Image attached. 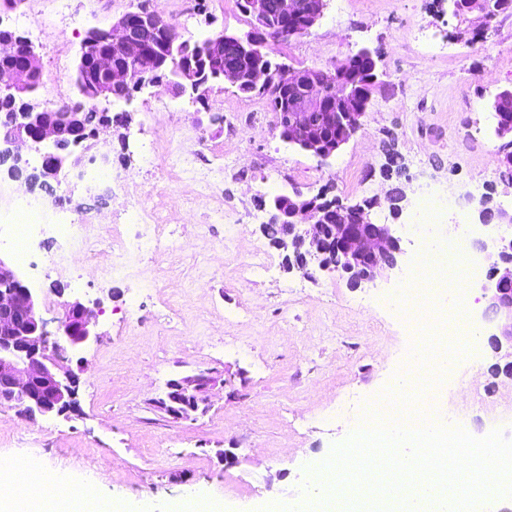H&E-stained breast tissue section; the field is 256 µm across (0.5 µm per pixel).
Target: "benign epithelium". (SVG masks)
<instances>
[{"label":"benign epithelium","instance_id":"benign-epithelium-1","mask_svg":"<svg viewBox=\"0 0 512 512\" xmlns=\"http://www.w3.org/2000/svg\"><path fill=\"white\" fill-rule=\"evenodd\" d=\"M454 16L477 13V33L487 32L498 0H448ZM326 0H278L270 9L267 0H239V10L250 18L245 37L224 31L207 36L203 45L212 65L211 77L202 73L189 53V41L180 39L156 9L126 13L108 28L90 30L81 43L79 61L90 67L84 92L94 99L128 103L133 93L159 85L157 64L173 65V97L208 98L212 85L229 82L239 92L268 93L276 105V129L283 142L326 161L364 125L373 94L388 86L387 75L378 69L375 53L361 48L352 58L364 64L362 76L339 64L333 71L292 68L272 64L259 48L268 36L283 32L293 37L314 27L324 16ZM254 55L252 70L244 75L224 66V53ZM37 53L21 47L14 30L0 21V93L26 91L30 77L40 72ZM497 117L495 136L503 141V162L512 167V92L501 91L491 102ZM326 126L336 128L327 136ZM81 112H45L37 104H23L19 111L0 117V165L8 176L24 181L30 192L49 179L65 178L80 158L67 152L68 137L82 133ZM43 146L41 166H30L26 150ZM324 194L306 197L294 190L271 198L265 207L269 223L278 225L277 249L286 253L288 270H307L312 263L322 271H341L347 283L359 288L384 273L401 267L406 255L400 238L388 224H375L371 210L376 201L366 200L331 210L322 203ZM390 212L398 217L406 209L404 189L387 192ZM475 224L511 226L512 211L491 204L484 195L472 209ZM473 248L492 260L487 281L481 285L486 306L482 318L491 334L489 344L496 358L491 371L512 378V240L479 238ZM42 300L28 287L9 260L0 256V402L8 403L27 417L52 418L74 411L76 374L60 364L59 353L70 347L80 350L98 340L93 310L78 300L65 301L55 331L47 329L41 314ZM213 379L200 373L172 379L158 407L176 419L188 418L206 403L202 397Z\"/></svg>","mask_w":512,"mask_h":512}]
</instances>
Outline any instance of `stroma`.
Masks as SVG:
<instances>
[{
	"mask_svg": "<svg viewBox=\"0 0 512 512\" xmlns=\"http://www.w3.org/2000/svg\"><path fill=\"white\" fill-rule=\"evenodd\" d=\"M147 1L186 39L250 28L236 0H25L22 12L43 30L33 43L42 66L38 103L79 102L75 64L87 32L110 27ZM475 27L472 16H453L438 0H327L311 30L269 42L275 61L325 70L367 47L388 75L363 128L324 162L280 139L268 95L246 98L224 82L214 83L204 106L162 87L135 93L128 109L111 105V113L127 111L128 120L83 151V168L109 154L110 171L135 177L150 205L183 228L185 249L156 255L170 271L161 288L150 287L147 273L106 280L87 271L72 280L70 270L79 267L73 255L61 276L47 275L40 263L22 267L26 284L43 298L45 319L61 314L53 288L63 286L66 299L96 312L100 338L60 358L78 370V407L69 418L31 420L0 405V462L35 461L65 485H93L122 512H174L196 494L209 498L212 512H267L272 491L288 512L311 489L308 466L343 443L356 420L381 409L385 389L418 394L419 409L434 412L430 392L399 371L420 345L400 310L412 266L356 289L339 272L288 271L261 230L269 220L262 202L297 189L351 203L385 198L390 185L402 184L412 201L428 185L457 202L488 193L511 210L512 181L502 176L489 104L512 87V10L484 37ZM154 132L188 147L204 138L223 147L225 162L244 174L225 180L220 204L179 178H153L143 154ZM390 139L405 172L389 179L382 145ZM38 200L51 224H108L124 208L111 182L73 176ZM219 205L243 220L229 245L193 230ZM414 213L410 207L396 218L384 205L371 212L373 222L391 225L412 257L421 242L446 230L414 223ZM257 249L269 255L272 272L243 277L240 268ZM470 292L477 360L456 358L460 376L444 378V402L467 421L472 437L497 430L512 440V379L488 371L482 292L476 285ZM133 298L138 307L131 313ZM164 298L181 311L180 334L159 317ZM202 371L218 379L206 413L174 419L156 407L169 380ZM227 451L234 464H225Z\"/></svg>",
	"mask_w": 512,
	"mask_h": 512,
	"instance_id": "1",
	"label": "stroma"
}]
</instances>
